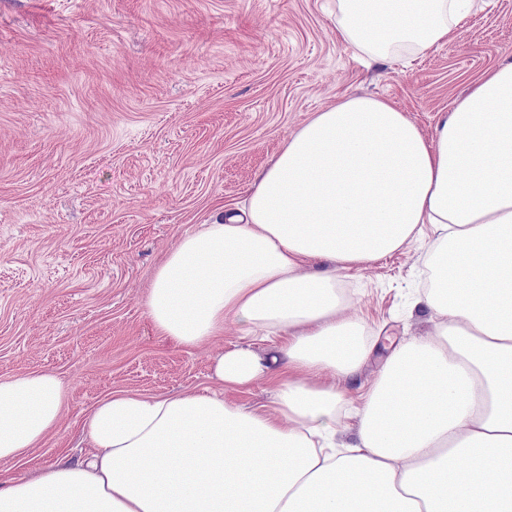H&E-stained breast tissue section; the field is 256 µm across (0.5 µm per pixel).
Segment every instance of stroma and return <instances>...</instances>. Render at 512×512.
<instances>
[{
	"label": "stroma",
	"mask_w": 512,
	"mask_h": 512,
	"mask_svg": "<svg viewBox=\"0 0 512 512\" xmlns=\"http://www.w3.org/2000/svg\"><path fill=\"white\" fill-rule=\"evenodd\" d=\"M332 29L328 0H0V380L48 371L66 390L0 479L87 455L83 422L112 391L210 385V352L155 334L151 276L314 112L376 95L429 133L512 61V0H482L406 66L366 64ZM428 247L339 271L375 348L433 334L413 309Z\"/></svg>",
	"instance_id": "35a3bbf8"
}]
</instances>
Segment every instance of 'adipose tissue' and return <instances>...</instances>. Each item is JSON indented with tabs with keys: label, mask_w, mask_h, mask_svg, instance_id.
<instances>
[{
	"label": "adipose tissue",
	"mask_w": 512,
	"mask_h": 512,
	"mask_svg": "<svg viewBox=\"0 0 512 512\" xmlns=\"http://www.w3.org/2000/svg\"><path fill=\"white\" fill-rule=\"evenodd\" d=\"M475 0H335L338 42L390 61L453 37ZM431 230L418 303L435 333L394 347L336 450L345 382L372 347L336 273ZM144 303L155 331L204 349L228 324L214 387L115 391L87 416L91 451L0 480V512H512V62L486 71L425 134L391 101L315 113L256 178L242 214L182 235ZM277 386L271 411L224 400ZM51 373L0 380V460L62 416Z\"/></svg>",
	"instance_id": "ef3b65f1"
}]
</instances>
